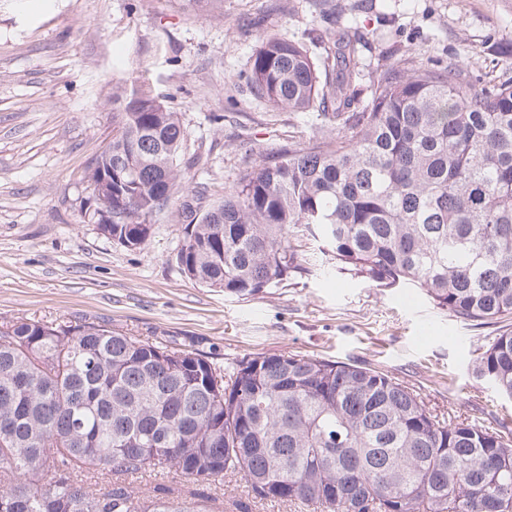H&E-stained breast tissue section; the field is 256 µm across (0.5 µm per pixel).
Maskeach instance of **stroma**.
<instances>
[{
    "label": "stroma",
    "instance_id": "1",
    "mask_svg": "<svg viewBox=\"0 0 512 512\" xmlns=\"http://www.w3.org/2000/svg\"><path fill=\"white\" fill-rule=\"evenodd\" d=\"M347 25L368 73L404 54L512 78V0H0V321H94L188 349L232 370L259 353L363 361L440 413L499 430L512 401L472 376L493 326L456 321L415 288H381L317 257L310 272L248 299L187 279L170 213L128 250L89 224L85 170L112 140V94L162 96L197 155L188 182L221 197L246 166L303 123L251 95L249 59L267 37L308 44Z\"/></svg>",
    "mask_w": 512,
    "mask_h": 512
}]
</instances>
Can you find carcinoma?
Wrapping results in <instances>:
<instances>
[{
	"instance_id": "carcinoma-1",
	"label": "carcinoma",
	"mask_w": 512,
	"mask_h": 512,
	"mask_svg": "<svg viewBox=\"0 0 512 512\" xmlns=\"http://www.w3.org/2000/svg\"><path fill=\"white\" fill-rule=\"evenodd\" d=\"M347 32L313 57L270 37L247 81L317 131L246 168L219 199L196 183L173 211L182 273L238 298L308 272L296 240L382 288H418L469 326L512 318V80L395 57L364 82ZM88 167L90 219L139 249L185 170L179 113L149 88L112 100ZM340 131L332 137L330 132ZM112 168V190L98 192ZM472 374L512 399V330ZM174 474L243 480L254 498L321 512H512V433L443 418L388 372L260 353L233 372L93 322L0 324V512H215Z\"/></svg>"
}]
</instances>
